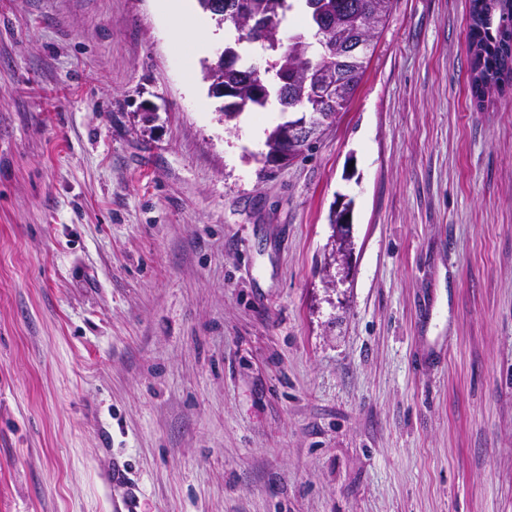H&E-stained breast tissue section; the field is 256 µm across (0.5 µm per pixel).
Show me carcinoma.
I'll use <instances>...</instances> for the list:
<instances>
[{
	"label": "carcinoma",
	"instance_id": "carcinoma-1",
	"mask_svg": "<svg viewBox=\"0 0 512 512\" xmlns=\"http://www.w3.org/2000/svg\"><path fill=\"white\" fill-rule=\"evenodd\" d=\"M240 9L252 18H264L275 29L284 27V22L294 9L295 0H238ZM479 0L470 4V72L472 89L478 98H483L498 88L499 81L512 73V43L503 39L512 35V4L501 0L498 10L487 15ZM321 15L334 24L329 41L342 44L354 37L361 27H366L371 36L383 30L392 10V0H318ZM319 22L312 7H307L306 25L276 44L259 42L250 34L241 31L235 44H255L267 56L266 67L261 73L265 80L266 96L254 94L247 77L252 74L255 63L237 55L241 64L233 71L224 73V84L237 88L238 103L234 110L225 111L226 119L232 120L239 113L253 108H264L271 95L281 106L280 112H296V103L305 102L313 110L326 116L336 117L354 95L371 57V48H366L362 59L352 65L343 62L339 54L330 47L315 43ZM320 74L335 84L334 97L318 100L313 97L314 82L311 77ZM285 74L296 80L283 89L281 77Z\"/></svg>",
	"mask_w": 512,
	"mask_h": 512
}]
</instances>
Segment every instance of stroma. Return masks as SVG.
<instances>
[{"label":"stroma","mask_w":512,"mask_h":512,"mask_svg":"<svg viewBox=\"0 0 512 512\" xmlns=\"http://www.w3.org/2000/svg\"><path fill=\"white\" fill-rule=\"evenodd\" d=\"M200 18L0 0V512H512V82L473 98L469 0H394L281 169ZM167 1L162 4L164 10L172 17L181 34L193 35L196 30V23L184 13V0H161ZM333 220L335 224H332V217L330 224L333 228V257L334 260L343 263H348L353 249L352 236H351V224L347 218V210L334 212Z\"/></svg>","instance_id":"1"}]
</instances>
